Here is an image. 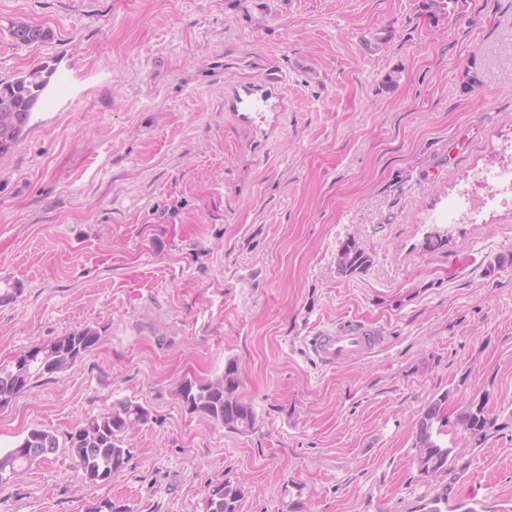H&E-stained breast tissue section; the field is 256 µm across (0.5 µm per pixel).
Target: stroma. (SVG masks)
Masks as SVG:
<instances>
[{"label": "stroma", "mask_w": 512, "mask_h": 512, "mask_svg": "<svg viewBox=\"0 0 512 512\" xmlns=\"http://www.w3.org/2000/svg\"><path fill=\"white\" fill-rule=\"evenodd\" d=\"M437 1L0 0V82L54 71L0 157V361L101 336L0 408V451L59 440L0 512H205L224 480L238 512H512V208L433 220L512 143V0ZM270 72L283 111L240 123L227 94ZM349 240L372 264L345 276ZM344 325L378 344L323 366L307 336ZM231 359L247 433L176 395ZM447 390L500 430L448 433L428 481L414 422ZM124 398L149 421L89 483L68 435Z\"/></svg>", "instance_id": "35a3bbf8"}]
</instances>
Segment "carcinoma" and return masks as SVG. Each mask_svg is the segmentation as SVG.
<instances>
[{"label": "carcinoma", "mask_w": 512, "mask_h": 512, "mask_svg": "<svg viewBox=\"0 0 512 512\" xmlns=\"http://www.w3.org/2000/svg\"><path fill=\"white\" fill-rule=\"evenodd\" d=\"M10 35L21 44L41 42L48 37L42 28L24 23L13 25ZM52 75L53 71L41 67L0 88V157L8 154L26 133L32 112ZM370 264L371 256L352 240L338 250L336 265L344 275L360 273ZM99 340L96 329L84 327L50 344L35 346L9 364H0V401L9 402L31 383L71 367ZM239 386V368L230 359L220 377L209 381L184 379L178 386L177 396L189 412L206 416L231 432L246 433L254 429L256 415L252 406L240 397ZM451 396L452 391L448 390L432 398L415 421V461L420 475L426 478H435L450 469L453 449L442 439L448 429L480 439L498 430L497 417L486 401H466L450 414ZM148 420L149 411L127 399L117 402L110 414L93 418L70 433V448L77 455L85 477L97 484L110 480L113 473L123 469L131 457V450L124 446L127 433ZM58 448L54 433L33 429L15 447L0 453V470L14 477ZM216 487L224 493L223 502L210 503L206 512H237L241 489L226 480Z\"/></svg>", "instance_id": "carcinoma-1"}]
</instances>
